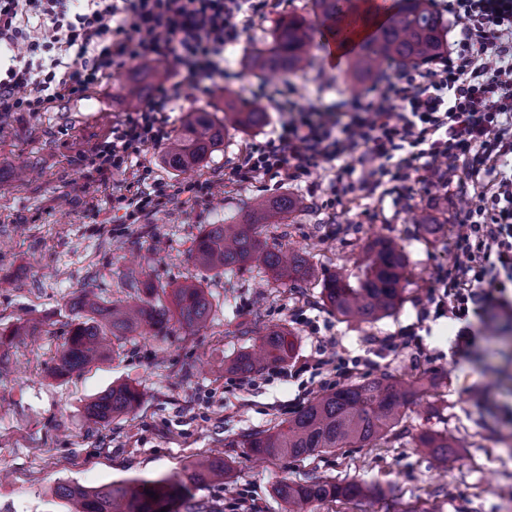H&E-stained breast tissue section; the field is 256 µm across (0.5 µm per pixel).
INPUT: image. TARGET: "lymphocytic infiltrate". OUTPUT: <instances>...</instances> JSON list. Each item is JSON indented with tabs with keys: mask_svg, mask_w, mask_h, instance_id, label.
I'll use <instances>...</instances> for the list:
<instances>
[{
	"mask_svg": "<svg viewBox=\"0 0 512 512\" xmlns=\"http://www.w3.org/2000/svg\"><path fill=\"white\" fill-rule=\"evenodd\" d=\"M269 0H0V118L43 112L83 97L112 72L150 58L176 69L137 111L92 149L99 174L132 172L136 190L112 201L135 220L169 196L151 170L134 165L167 140L170 113L185 84L208 91L224 75V50L240 42ZM459 30L447 58L385 78L345 110L301 108L280 93L273 136L242 151L225 183L284 177L308 180L328 206L423 174L458 178L454 258L433 297L435 317L456 322L458 344L472 320L504 305L512 288V0H448ZM25 53H15L18 44ZM352 157L327 185L320 164Z\"/></svg>",
	"mask_w": 512,
	"mask_h": 512,
	"instance_id": "f902f5d3",
	"label": "lymphocytic infiltrate"
}]
</instances>
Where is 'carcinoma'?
<instances>
[{
	"label": "carcinoma",
	"instance_id": "1",
	"mask_svg": "<svg viewBox=\"0 0 512 512\" xmlns=\"http://www.w3.org/2000/svg\"><path fill=\"white\" fill-rule=\"evenodd\" d=\"M311 11L321 26L302 15L279 18L270 32V40L252 48L247 66L258 77L295 76L311 62L310 50L324 34L338 35L358 19L368 17V0H310ZM435 0H397L386 18L361 38L348 56V73L353 90L360 92L375 84L387 66H420L448 52L444 42L446 25L434 9ZM162 65L144 60L128 73L122 87L129 102H145L167 76ZM224 112V117L216 113ZM268 115L264 108L239 103L224 90V107L192 110L185 117L178 135L164 157L174 170L200 166L207 155L224 140L231 129L263 126ZM305 207L304 198L278 195L255 200L243 221L207 224L189 252L193 262L221 273H235L260 267L275 283H295L310 274V262L304 254L285 255L261 239L256 225ZM405 280V259L392 240L381 238L365 252L355 282L338 274L323 279L326 301L336 313L351 321L372 322L392 313L401 303ZM137 300L114 305L85 291L71 304L74 317L68 338L51 369L52 376L63 378L107 357V339L133 333L163 336L176 321L188 328L203 327L210 318L212 303L197 284H181L172 289L170 305L158 298V287L150 279L142 281ZM39 329L32 321L0 328V343L14 336H31ZM284 327L273 326L261 336L257 348H245L224 363L228 372L249 375L291 357L294 343ZM416 382L383 373L371 380L350 383L313 397L300 411L270 430L246 434L233 444L248 448L259 459L279 454L294 457L331 452L350 446L364 447L388 440L397 434L404 409L421 399ZM140 392L119 384L97 396L85 407L88 418L109 422L137 409ZM418 447L436 455L443 464L455 459L448 437L423 433ZM229 472L226 461L206 456L191 464L186 478L130 479L88 489L61 484L57 495L73 504L75 512H172L176 505H188L191 486L223 478ZM276 496L289 512H305L314 501H352L367 494L357 481L336 482L311 479L304 483L286 480L274 488Z\"/></svg>",
	"mask_w": 512,
	"mask_h": 512
}]
</instances>
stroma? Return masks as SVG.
<instances>
[{"instance_id": "1", "label": "stroma", "mask_w": 512, "mask_h": 512, "mask_svg": "<svg viewBox=\"0 0 512 512\" xmlns=\"http://www.w3.org/2000/svg\"><path fill=\"white\" fill-rule=\"evenodd\" d=\"M308 15L309 0H273L254 17L239 44L224 52L230 79L201 95L185 85L171 114L179 124L190 110L211 108L232 89L255 102L258 85L288 90L302 107H336L351 99L346 64L328 66L323 55L290 81H261L242 65L245 51L265 40L282 14ZM128 74L119 69L83 98L45 112H15L0 121V327L36 320L41 331L0 345V512H74L55 493L58 483L97 488L132 478L184 476L196 458L217 455L231 473L224 481L193 486V512H286L275 486L284 479L358 480L369 494L348 503L316 502L308 512H405L417 506L438 512H512V313L499 312L480 327L474 346L456 347L457 327L447 318H423L439 293V278L453 256L458 189L408 182L394 191L356 195L327 209L305 183L226 186L207 201H189L184 186L223 179L241 151L265 140L278 124L229 131L201 168L166 167L165 144L145 148L139 160L155 179L180 193L135 224L123 223L112 196L130 174L100 177L91 164L95 144L132 107L119 95ZM306 197L307 206L262 229L270 247L306 252L312 274L285 286L259 269L222 274L189 258L204 225L247 212L252 199L279 194ZM422 213L427 223H414ZM396 242L406 261L398 309L371 323L349 322L322 295L330 273L354 277L357 262L376 238ZM140 266L155 285H201L212 303L206 326L171 323L164 336H120L101 362L67 378L51 368L71 321L69 305L83 290L112 303L137 298L128 272ZM288 328L295 343L284 378L277 366L253 383L226 372L225 359L253 346L266 328ZM412 330L424 353L393 351L388 340ZM337 353L346 373L329 365L303 371L319 349ZM382 373L423 382L420 404L406 409L401 430L379 445L339 448L311 457L272 456L256 461L232 442L293 416L316 394ZM141 394L139 408L108 423L85 415V406L113 385ZM425 431L447 436L457 460L440 468L418 448Z\"/></svg>"}]
</instances>
